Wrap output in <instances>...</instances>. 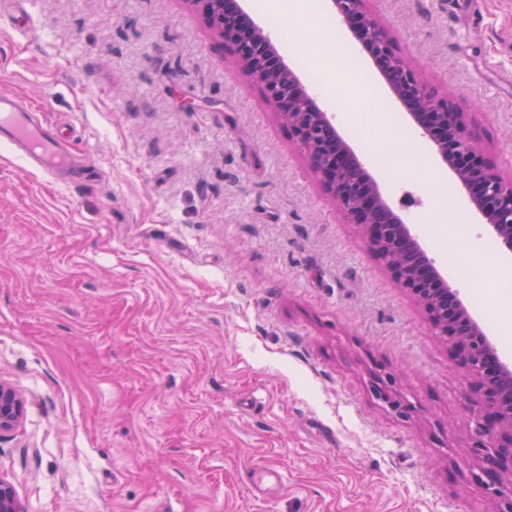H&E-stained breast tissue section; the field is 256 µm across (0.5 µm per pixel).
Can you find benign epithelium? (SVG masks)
Returning <instances> with one entry per match:
<instances>
[{"mask_svg": "<svg viewBox=\"0 0 512 512\" xmlns=\"http://www.w3.org/2000/svg\"><path fill=\"white\" fill-rule=\"evenodd\" d=\"M191 2L200 7L209 25L232 47L244 73L262 86L276 112L288 122L340 211L349 223L363 229L369 249L394 253L403 243L421 261L420 275L405 265L389 264L387 268L411 291L427 313L435 334L448 344L469 374L472 390L466 396V424L474 439L472 449L477 459L470 476L475 484L488 490L495 512H512V364L502 360L494 344L481 333L459 292L445 283L415 240L410 225L401 223L387 229L379 223L382 216L394 211L377 182L370 179L367 187L358 188L349 180L346 168L356 154L338 134L333 116L322 110L301 86L276 52L270 36L256 23L245 22L239 0ZM331 2L418 130L435 144L440 158L452 168L492 234L511 253L512 181H503L476 150L462 113L436 99L416 71L396 53L390 32L367 12L366 0ZM373 392L393 413L406 416L407 404L388 384H376ZM25 416L22 393L0 381V438L17 430ZM0 512H25L14 485L1 474Z\"/></svg>", "mask_w": 512, "mask_h": 512, "instance_id": "7a95c632", "label": "benign epithelium"}]
</instances>
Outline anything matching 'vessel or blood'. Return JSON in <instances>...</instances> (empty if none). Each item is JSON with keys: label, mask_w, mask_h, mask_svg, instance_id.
Instances as JSON below:
<instances>
[{"label": "vessel or blood", "mask_w": 512, "mask_h": 512, "mask_svg": "<svg viewBox=\"0 0 512 512\" xmlns=\"http://www.w3.org/2000/svg\"><path fill=\"white\" fill-rule=\"evenodd\" d=\"M0 143L10 146L27 166L75 181L79 172L67 160V138L60 129L37 121L34 108L16 95L0 91Z\"/></svg>", "instance_id": "obj_1"}]
</instances>
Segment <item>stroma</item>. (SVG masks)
Listing matches in <instances>:
<instances>
[{"label": "stroma", "instance_id": "stroma-1", "mask_svg": "<svg viewBox=\"0 0 512 512\" xmlns=\"http://www.w3.org/2000/svg\"><path fill=\"white\" fill-rule=\"evenodd\" d=\"M243 9L326 111L386 106L400 168L336 127L512 361L486 300L512 255L491 244L372 60L368 83L319 92L258 0ZM0 16V90L63 130L77 185L0 147V380L27 401L0 439L26 512H491L470 479V378L411 293L348 223L261 86L190 0H28ZM399 54L452 101L512 180V0H367ZM460 219L426 224L442 190ZM391 379L411 405L371 393ZM283 475L253 494L248 470ZM373 392L393 413L402 417L406 416L407 404L387 383H377L376 386H373Z\"/></svg>", "mask_w": 512, "mask_h": 512}]
</instances>
